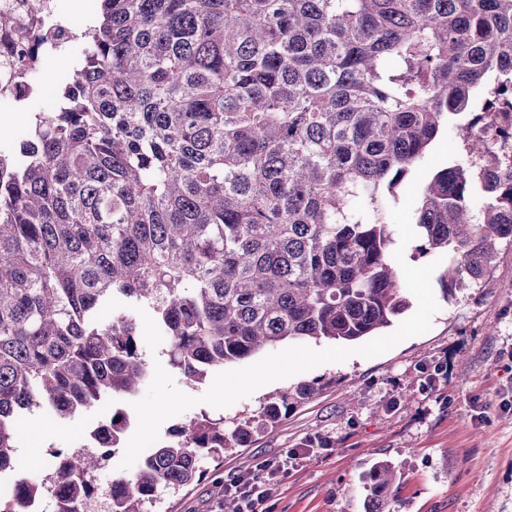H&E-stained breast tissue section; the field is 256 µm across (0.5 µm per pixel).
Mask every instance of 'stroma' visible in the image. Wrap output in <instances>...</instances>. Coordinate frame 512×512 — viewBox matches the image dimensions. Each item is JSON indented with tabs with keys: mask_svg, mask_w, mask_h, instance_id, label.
<instances>
[{
	"mask_svg": "<svg viewBox=\"0 0 512 512\" xmlns=\"http://www.w3.org/2000/svg\"><path fill=\"white\" fill-rule=\"evenodd\" d=\"M69 67V54L42 58L37 90L8 127L14 141L29 138L36 115L54 110ZM447 269L437 265L432 275L439 310L431 329L380 356L318 366L222 409L201 402L208 383L174 374L176 386L199 403L162 424L163 440L203 413L230 420L300 383L323 389L251 447L225 455L223 469L205 481L176 494L159 490L162 512H214L230 475L314 439L326 440L327 451L299 463L269 512H364L361 475L381 460L402 473L399 512H512V240L499 243L493 268L477 286L449 288ZM438 361L448 364V382L426 390L424 369ZM85 426L82 415L60 424L29 415L17 450L25 471H46L51 446L72 443Z\"/></svg>",
	"mask_w": 512,
	"mask_h": 512,
	"instance_id": "35a3bbf8",
	"label": "stroma"
}]
</instances>
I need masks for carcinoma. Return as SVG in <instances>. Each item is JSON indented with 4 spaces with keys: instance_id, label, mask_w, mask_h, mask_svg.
I'll list each match as a JSON object with an SVG mask.
<instances>
[{
    "instance_id": "carcinoma-1",
    "label": "carcinoma",
    "mask_w": 512,
    "mask_h": 512,
    "mask_svg": "<svg viewBox=\"0 0 512 512\" xmlns=\"http://www.w3.org/2000/svg\"><path fill=\"white\" fill-rule=\"evenodd\" d=\"M60 103L0 163V478L25 512L17 426L89 414L150 378L132 311L154 316L186 380L286 341H356L409 301L386 212L449 125L468 163L425 183L415 251L448 255V287L483 279L512 239V0H99ZM482 198L481 206L474 204ZM322 390L177 426L116 512L203 480ZM109 446L56 448L51 482L78 504ZM365 512H395L400 475H365Z\"/></svg>"
}]
</instances>
